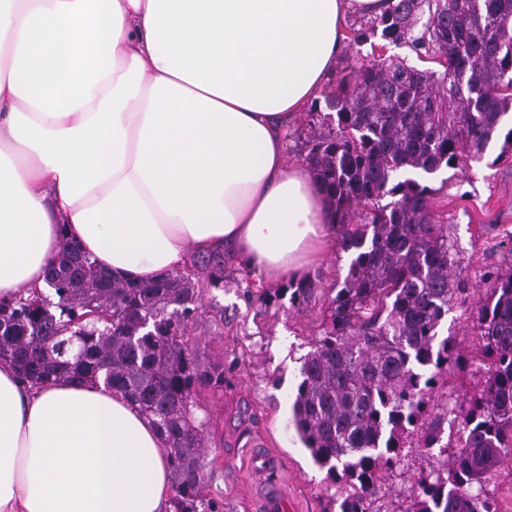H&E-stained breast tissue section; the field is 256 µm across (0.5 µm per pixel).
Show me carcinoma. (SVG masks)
<instances>
[{"instance_id": "carcinoma-1", "label": "carcinoma", "mask_w": 512, "mask_h": 512, "mask_svg": "<svg viewBox=\"0 0 512 512\" xmlns=\"http://www.w3.org/2000/svg\"><path fill=\"white\" fill-rule=\"evenodd\" d=\"M345 39L354 63L307 112L309 173L323 187L348 270L303 358L293 423L316 464L340 485L341 512H377L383 474L405 440L442 444L437 376L453 354L439 338L464 291L451 241L443 169L482 160L493 139L512 157V0H392ZM370 52L362 53V47ZM405 47L429 67L385 54ZM197 260L150 284L112 277L73 242L47 270L51 294L0 302V359L22 380L106 385L153 419L169 442L173 512H220L205 493L197 397L224 387V363L199 365L187 339L199 316ZM477 311L482 388L452 409L458 451L421 476L404 512H497L489 487L512 466V267L483 276ZM306 275L267 289L306 309Z\"/></svg>"}]
</instances>
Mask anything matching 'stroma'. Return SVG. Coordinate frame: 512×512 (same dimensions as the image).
I'll list each match as a JSON object with an SVG mask.
<instances>
[{"mask_svg": "<svg viewBox=\"0 0 512 512\" xmlns=\"http://www.w3.org/2000/svg\"><path fill=\"white\" fill-rule=\"evenodd\" d=\"M499 151V141H491L482 162L464 173L442 171L432 181L446 205L450 235L468 262L467 288L440 328L456 354L435 384L433 397L442 409L480 388L476 312L484 289L481 277L486 268L512 266V250L503 245L512 233V162L498 160ZM347 265L346 254L335 252L312 267L309 274L320 280L323 292L317 304L300 312L285 300L261 302L267 282L230 259L224 262L221 287L201 294L203 308L189 343L201 364L224 363L223 390L202 393L198 410L208 444L207 492L223 501L224 512H249L251 501L265 491L253 468L260 456L279 463L282 487L299 512H341L334 482L313 463L297 435L292 403L303 358L321 337L323 308ZM443 462L442 456L417 448L402 449L399 463L385 477L381 512H402L420 476Z\"/></svg>", "mask_w": 512, "mask_h": 512, "instance_id": "stroma-1", "label": "stroma"}]
</instances>
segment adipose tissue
<instances>
[{"label":"adipose tissue","instance_id":"adipose-tissue-1","mask_svg":"<svg viewBox=\"0 0 512 512\" xmlns=\"http://www.w3.org/2000/svg\"><path fill=\"white\" fill-rule=\"evenodd\" d=\"M388 0H0V301L44 292L66 240L152 283L232 247L265 280L334 236L283 131L348 19ZM164 436L104 385L0 361V512H171Z\"/></svg>","mask_w":512,"mask_h":512}]
</instances>
